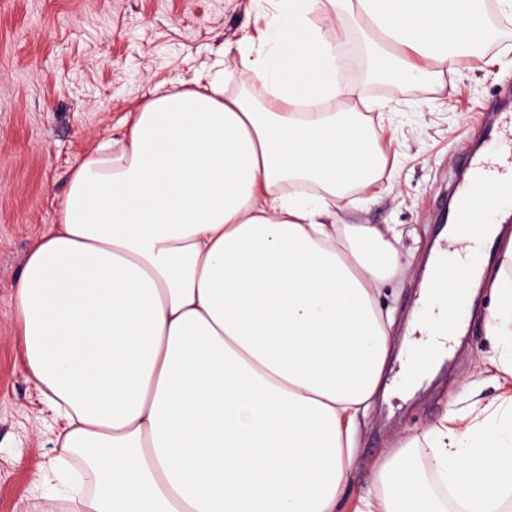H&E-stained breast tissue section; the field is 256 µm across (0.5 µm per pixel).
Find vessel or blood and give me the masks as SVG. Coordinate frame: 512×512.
I'll return each instance as SVG.
<instances>
[{
  "instance_id": "b4317fda",
  "label": "vessel or blood",
  "mask_w": 512,
  "mask_h": 512,
  "mask_svg": "<svg viewBox=\"0 0 512 512\" xmlns=\"http://www.w3.org/2000/svg\"><path fill=\"white\" fill-rule=\"evenodd\" d=\"M457 163L467 181L457 188L458 206L450 227L461 241L462 268L473 270L484 266L489 247L488 240L474 236V225L512 222V109L497 106L480 144L463 147Z\"/></svg>"
}]
</instances>
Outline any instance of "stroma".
I'll return each instance as SVG.
<instances>
[{"label": "stroma", "instance_id": "obj_1", "mask_svg": "<svg viewBox=\"0 0 512 512\" xmlns=\"http://www.w3.org/2000/svg\"><path fill=\"white\" fill-rule=\"evenodd\" d=\"M257 11L255 0H0V512H43L68 490L47 471L56 454L54 422L28 379L6 314L27 252L56 223L76 160L120 137V121L157 85L224 68L232 73L228 91L253 86L236 47L259 26ZM497 18L496 40L455 64H434V78L421 84L374 81L371 33L348 17L335 21L341 80L392 107L382 117L362 114L382 162L372 186L352 187V204L336 221L398 226L396 273L380 296L398 342L417 315L424 265L440 233L437 202L454 182L456 151L478 139L490 102L512 94V17ZM491 303L490 288L481 286L460 346L412 397L399 390L403 360L389 361L392 394L358 419L340 512H353L359 497L384 493L371 468L399 438L420 436L449 404L497 398L483 360Z\"/></svg>", "mask_w": 512, "mask_h": 512}]
</instances>
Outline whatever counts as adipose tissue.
I'll return each instance as SVG.
<instances>
[{
  "mask_svg": "<svg viewBox=\"0 0 512 512\" xmlns=\"http://www.w3.org/2000/svg\"><path fill=\"white\" fill-rule=\"evenodd\" d=\"M237 50L267 104L223 74L155 89L120 138L76 162L59 219L30 250L8 315L58 430L56 466L87 487L67 512H336L354 431L381 392L391 321L376 294L394 226L340 224L345 186L380 153L337 82L338 36L313 13L368 24L396 55L374 68L421 81L484 35L485 0H265ZM512 241L492 277L490 366L512 380ZM464 512L512 501V395L448 411L422 434ZM398 440L390 497L354 512H444Z\"/></svg>",
  "mask_w": 512,
  "mask_h": 512,
  "instance_id": "1",
  "label": "adipose tissue"
}]
</instances>
